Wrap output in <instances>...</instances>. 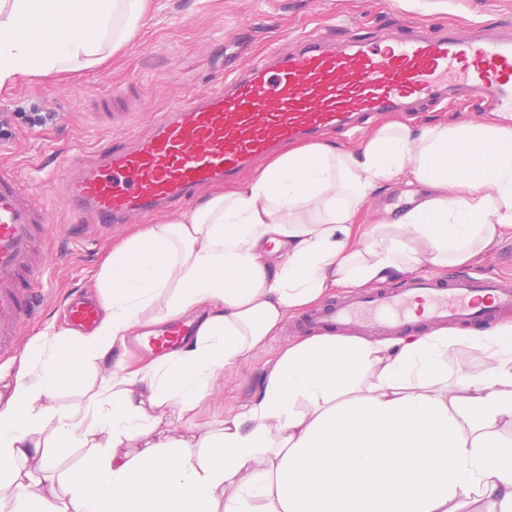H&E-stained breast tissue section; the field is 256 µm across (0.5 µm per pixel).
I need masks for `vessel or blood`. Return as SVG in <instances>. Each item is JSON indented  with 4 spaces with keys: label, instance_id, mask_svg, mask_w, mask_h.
Returning <instances> with one entry per match:
<instances>
[{
    "label": "vessel or blood",
    "instance_id": "b4317fda",
    "mask_svg": "<svg viewBox=\"0 0 512 512\" xmlns=\"http://www.w3.org/2000/svg\"><path fill=\"white\" fill-rule=\"evenodd\" d=\"M442 103L486 107L512 121L511 23L494 32L435 33L406 20L383 39L304 36L244 68L228 59L219 85L156 113L147 134L75 156L52 172L56 201L83 218L60 231L79 237L93 225L139 222L215 182L235 180L282 145L344 135L414 104ZM51 222L49 205L15 170L0 167L1 358L16 352L22 325L42 304V245ZM66 313L74 327L89 329L99 309L78 297ZM509 314L511 278L414 272L400 287L361 288L324 304L294 328L392 336L451 323L490 326ZM193 331L175 319L148 336V346L162 355Z\"/></svg>",
    "mask_w": 512,
    "mask_h": 512
}]
</instances>
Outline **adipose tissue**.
I'll return each instance as SVG.
<instances>
[{
    "label": "adipose tissue",
    "instance_id": "1",
    "mask_svg": "<svg viewBox=\"0 0 512 512\" xmlns=\"http://www.w3.org/2000/svg\"><path fill=\"white\" fill-rule=\"evenodd\" d=\"M148 0H0V88L103 63ZM431 195L360 244L380 184ZM512 232V129L392 121L353 149L289 147L246 186L140 228L99 273L87 333L44 331L0 403V512H512V322L385 340L317 333L285 348L260 394L207 426L217 375L291 314L421 264L463 266ZM191 315L197 334L143 364L137 328ZM487 355L443 369L449 342ZM83 399L63 405V388ZM82 448L78 469L59 452Z\"/></svg>",
    "mask_w": 512,
    "mask_h": 512
}]
</instances>
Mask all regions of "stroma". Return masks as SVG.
<instances>
[{"label": "stroma", "mask_w": 512, "mask_h": 512, "mask_svg": "<svg viewBox=\"0 0 512 512\" xmlns=\"http://www.w3.org/2000/svg\"><path fill=\"white\" fill-rule=\"evenodd\" d=\"M401 19L435 29L497 25L512 22V0H152L133 40L106 64L48 78H21L0 89V113L13 115L10 125L0 129V166L14 168L41 196H53L47 170L74 154H92L129 130L146 132L154 113L215 85L225 57L245 65L304 34L325 35L343 25L368 36L380 24ZM127 88L134 93L129 124H110L95 115L94 99ZM25 112H46L50 118L33 128L22 120ZM426 195L416 182L382 187L354 217L357 234L396 220L398 205H419ZM134 230V225L118 224L101 236L47 238L43 250L52 268L51 283L37 321L22 330L20 346L47 327L67 326L62 302L71 290L97 297L96 277L104 258ZM290 341L288 333H280L252 360L220 373L197 424L211 423L253 400Z\"/></svg>", "instance_id": "1"}]
</instances>
